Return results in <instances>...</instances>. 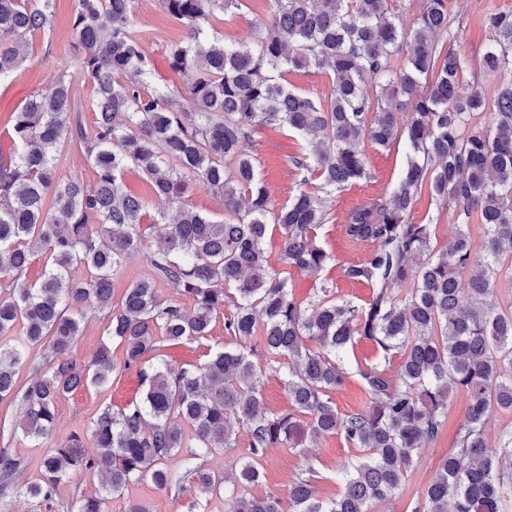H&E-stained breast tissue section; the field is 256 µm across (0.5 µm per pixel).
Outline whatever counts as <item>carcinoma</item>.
<instances>
[{"label": "carcinoma", "instance_id": "cac0c4a2", "mask_svg": "<svg viewBox=\"0 0 512 512\" xmlns=\"http://www.w3.org/2000/svg\"><path fill=\"white\" fill-rule=\"evenodd\" d=\"M54 0H0V82L29 58V39L51 30ZM185 29L170 45V69L184 89L154 82L134 0H75L74 66L93 83L97 121L88 134L66 76L30 95L13 113L12 147L0 158V402L22 409L18 427L39 444L52 437L55 406L81 388H104L131 370L139 400L104 408L84 433L52 442L41 474L20 486L41 505L76 473L104 477L102 493L76 501L73 512H105L111 499L147 477L159 490L197 497L224 495V512H283L281 498L252 488L267 449L302 454L306 443L339 435L354 455L339 468L342 491L318 496L315 471L296 475L291 512H371L392 497L420 449L448 419V402L467 404L456 449L438 465L412 512H505L512 504V431L489 446L493 409L512 412V84L499 89L493 123L476 128L485 106L479 84L465 79L467 60L437 42L448 30V0H270L250 41L228 43L215 23L243 0H159ZM418 9L407 27L403 15ZM491 33L484 73L512 65V14L485 17ZM325 77L322 101L288 87L285 75ZM368 76L378 91L362 88ZM190 102L185 107L184 102ZM286 129L297 139L289 167L301 183L317 178L276 208L255 161L242 152L256 128ZM408 145L398 184L349 210L346 237L370 246L343 277L372 288L358 304L322 281L332 254L315 242L330 219L327 197L371 177L365 143ZM78 143L95 171L87 185L57 178V156ZM134 168L158 200L179 204L177 218L135 196L124 175ZM198 183L224 196V219L182 204ZM457 208L455 232L432 247L436 225L417 223L416 195ZM159 246L148 257L153 279L139 280L112 304V280L140 250L146 230ZM281 239L283 268L266 256L270 232ZM42 276L23 288L30 265ZM84 267L76 280L71 270ZM320 287L305 302L288 288V270ZM166 282L192 301L158 298ZM106 311L108 341L88 360L78 354L81 325ZM224 320L235 345L198 367L156 355L160 344L194 342ZM380 359L352 368L358 340ZM121 348L114 360L111 346ZM45 348L28 383L17 369L28 348ZM283 372L288 411L265 407V370ZM360 382L366 405L339 412L333 394ZM248 453L216 473L204 458L237 447ZM96 448L86 451V443ZM187 449L183 473L166 461ZM23 461L0 451V494Z\"/></svg>", "mask_w": 512, "mask_h": 512}]
</instances>
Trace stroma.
Here are the masks:
<instances>
[{
  "instance_id": "1",
  "label": "stroma",
  "mask_w": 512,
  "mask_h": 512,
  "mask_svg": "<svg viewBox=\"0 0 512 512\" xmlns=\"http://www.w3.org/2000/svg\"><path fill=\"white\" fill-rule=\"evenodd\" d=\"M75 0H56L52 30L49 35L33 38L30 60L9 82L0 84V152H8L11 143L8 123L12 112L20 108L33 92L49 87L60 74H67L72 82L79 104V119L86 131H93L96 115L90 101L93 86L87 78L70 69L71 46L75 41L72 31ZM269 0H244L235 16L218 23L217 29L225 40L240 41L249 37L253 27L266 19ZM450 23L445 32L439 33L438 42L451 45L469 62L468 76L478 77L486 99H494L497 90L512 83V69L504 68L498 73L485 77L481 74L482 54L489 39L484 25L486 14L491 12H512V0H448ZM135 19L143 31L144 47L155 72L163 83L172 87L182 86L184 78L168 65L167 47L183 38V27L175 22L161 8L158 0H135ZM243 150L252 156L260 175L270 190L274 204H282L298 193L300 177L292 171L287 159L295 150L292 137L262 127L253 138L245 142ZM366 155L370 178L360 180L347 190L333 194L328 199L331 219L318 231L317 242L334 255L337 266L328 267L323 276L334 282L339 296L361 301L367 299V286L347 281L341 271L342 265L362 261L367 253L364 246L350 242L343 231V218L353 207L369 198L393 188L406 161V147L396 144L382 149L367 145ZM223 323H215L210 336L205 339L176 346H161L164 358L173 364L199 365L204 363L216 348L228 344ZM141 387L135 372H127L107 387H89L64 395L56 404L57 437H65L75 431H85L91 421L105 407L115 409L128 405L139 395ZM465 410L463 396H455L448 406V422L443 432L421 449L413 468L405 476L399 490L389 500L375 504L373 512H411L417 497L433 476L440 460L455 447V432ZM20 417L16 405L0 402V448L8 449L13 455L25 461L23 470L16 476V484L38 478L42 449L33 447L23 438L16 427ZM341 436H325L311 444L306 455H298L282 448L267 449L260 461L265 478L260 492H273L280 498H287L288 486L296 473L305 467H312L318 475L317 488L321 497L336 496L342 490L338 467L351 456ZM102 489L97 474L87 472L73 475L59 485L50 506L34 507L18 495L0 498V512H71L77 499L97 495ZM125 500L139 501L150 512H224L223 498H212L203 508H196L191 495L174 496L173 492L156 489L150 480H142L128 487Z\"/></svg>"
}]
</instances>
